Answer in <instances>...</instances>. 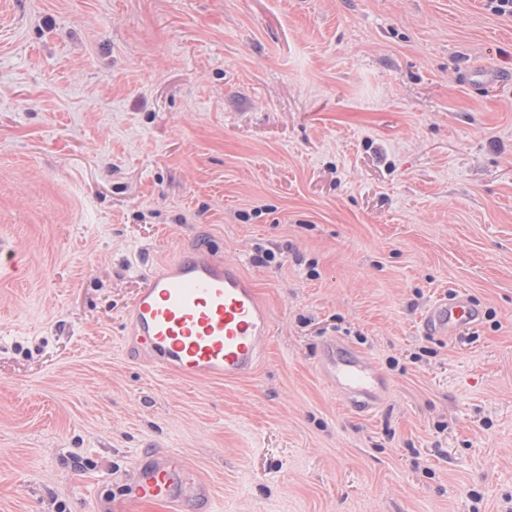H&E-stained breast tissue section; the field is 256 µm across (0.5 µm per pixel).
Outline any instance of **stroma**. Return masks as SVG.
<instances>
[{
  "instance_id": "1",
  "label": "stroma",
  "mask_w": 512,
  "mask_h": 512,
  "mask_svg": "<svg viewBox=\"0 0 512 512\" xmlns=\"http://www.w3.org/2000/svg\"><path fill=\"white\" fill-rule=\"evenodd\" d=\"M199 246L270 309L252 376L128 346L148 273ZM0 248V512H173L128 504L152 450L208 512H512V17L487 0H0ZM454 292L482 319L426 335ZM328 336L388 379L375 413L317 375Z\"/></svg>"
}]
</instances>
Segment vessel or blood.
Returning <instances> with one entry per match:
<instances>
[{
	"instance_id": "1",
	"label": "vessel or blood",
	"mask_w": 512,
	"mask_h": 512,
	"mask_svg": "<svg viewBox=\"0 0 512 512\" xmlns=\"http://www.w3.org/2000/svg\"><path fill=\"white\" fill-rule=\"evenodd\" d=\"M128 317L135 350L184 379L253 374L271 333V314L253 283L238 265L207 250L185 253L165 270L152 272ZM478 320L469 296L453 293L428 310L423 329L452 338ZM317 369L356 412L375 410L387 396L385 376L341 337L322 341ZM210 497L209 486L171 453H155L135 470L134 501H165L180 512H199Z\"/></svg>"
}]
</instances>
